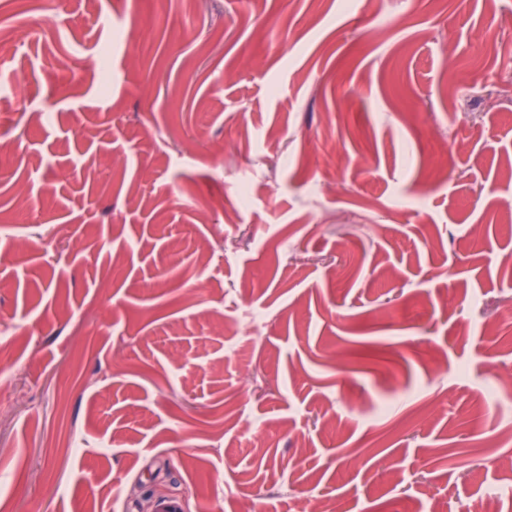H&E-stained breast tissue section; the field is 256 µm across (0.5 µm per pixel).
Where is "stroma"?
I'll use <instances>...</instances> for the list:
<instances>
[{
	"label": "stroma",
	"mask_w": 512,
	"mask_h": 512,
	"mask_svg": "<svg viewBox=\"0 0 512 512\" xmlns=\"http://www.w3.org/2000/svg\"><path fill=\"white\" fill-rule=\"evenodd\" d=\"M1 75L0 512H500L512 0H0Z\"/></svg>",
	"instance_id": "35a3bbf8"
}]
</instances>
